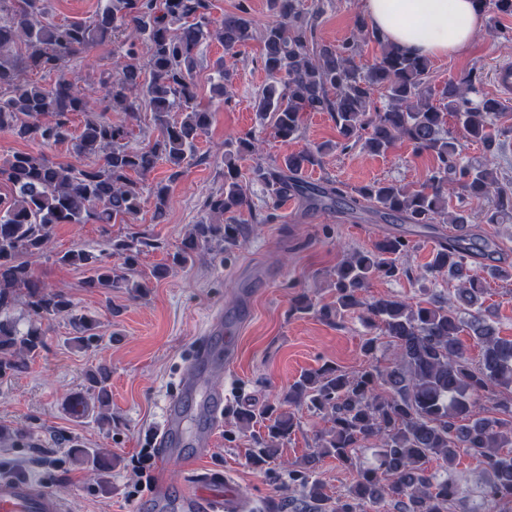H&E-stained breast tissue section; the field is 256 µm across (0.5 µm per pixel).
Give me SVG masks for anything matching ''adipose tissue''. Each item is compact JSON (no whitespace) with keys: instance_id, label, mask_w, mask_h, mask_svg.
Returning a JSON list of instances; mask_svg holds the SVG:
<instances>
[{"instance_id":"ef3b65f1","label":"adipose tissue","mask_w":512,"mask_h":512,"mask_svg":"<svg viewBox=\"0 0 512 512\" xmlns=\"http://www.w3.org/2000/svg\"><path fill=\"white\" fill-rule=\"evenodd\" d=\"M365 14L390 43L428 57L461 52L483 24L476 0H365Z\"/></svg>"}]
</instances>
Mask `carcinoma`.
<instances>
[{
  "instance_id": "carcinoma-1",
  "label": "carcinoma",
  "mask_w": 512,
  "mask_h": 512,
  "mask_svg": "<svg viewBox=\"0 0 512 512\" xmlns=\"http://www.w3.org/2000/svg\"><path fill=\"white\" fill-rule=\"evenodd\" d=\"M44 2L0 0V132L45 147L72 140L85 162L64 166L40 150L15 152L0 163V180L10 185V196L0 197V377L27 370L30 358L44 346V317H68L73 341L80 346L97 338V320L73 314L71 296L35 277L32 259L47 250L58 224L134 223L145 177L161 161L170 167L169 180L177 179L210 124L211 113L190 108L199 43L212 34L233 58L253 38L246 7L214 20L211 0H105L91 21L63 23L46 18ZM269 2L276 15L262 33L269 82L257 94L255 108L276 136L292 140L301 128L302 113L326 112L340 136L336 147L344 151L359 145L384 154L406 141L432 155L430 177L414 188L374 181L350 192L330 181L304 180L302 173L321 165L328 145L288 154L275 168L258 163L244 173L235 158L257 151L255 135L248 132L224 151L223 191L205 200V209L218 219L192 225L171 262L156 267L153 277H166L204 249L242 245L249 228L234 214L251 209L247 190L255 183L267 197L263 212L252 216L255 224L276 223L281 201L297 194L319 208L345 205L406 224L452 225L455 232L439 243L419 278L434 283L438 276H448V281L458 282L455 299L434 294L423 305L367 295L372 280H398L408 274L402 262L410 250L405 238L385 237L370 251L352 252L333 272L336 300L317 313L333 322L358 312L374 329L361 343V367L346 372L326 364L306 371L278 404L257 412L239 409L237 420L244 429L264 424V431L251 436L250 459L256 467L278 459L280 445L298 427L295 410L304 406L330 423L313 452L298 465H288V486L303 488L306 506L299 512H373L387 498L398 512H456L459 504L464 505L462 512H512V339L498 335L482 303L486 276L512 281V263L494 258L498 244L473 231L467 210H451L448 202L452 195L460 201H486L484 224L512 219V184L501 182L489 162L462 160L457 138L448 129L451 117L467 139L490 151L500 137L494 124L499 104L481 94L469 76L449 82L435 104L426 89L429 58L395 48L361 19L341 44L317 46L313 34L320 12L305 15L301 0ZM478 2L484 12L512 15V0ZM118 34L125 63L100 71L98 83L107 105L96 112L66 77V63ZM367 39L376 40L382 51L363 71L356 57L359 43ZM34 73L55 74L57 80L46 87L30 79ZM376 90L385 91L388 108L374 107ZM142 99L158 135L151 146L134 149L127 145V119L136 117ZM117 109L125 119L109 117ZM178 109L181 118L174 120L171 113ZM75 113L85 116L76 137L71 130ZM168 193L166 183L151 187L157 218L167 206ZM158 247L152 236L135 233L112 241L111 255L121 261L119 267L83 249L66 251L57 262L82 268L88 288L144 297L150 280L136 279L130 271L142 253ZM19 303L32 316L24 332L11 316ZM463 332L480 346L476 364L461 343ZM382 336L395 347L387 366L375 359ZM86 382L85 391L65 399L66 409L76 418L94 409L101 425H110L106 374L92 371ZM483 400L490 407L479 412ZM369 442L375 462L357 467L355 484L347 492L332 497L322 482L310 480L323 459L351 465L358 449ZM69 453L76 465L103 476L115 465L103 448L75 443ZM461 453L476 462L475 505L454 474ZM434 459L448 464L444 474L430 468Z\"/></svg>"
}]
</instances>
